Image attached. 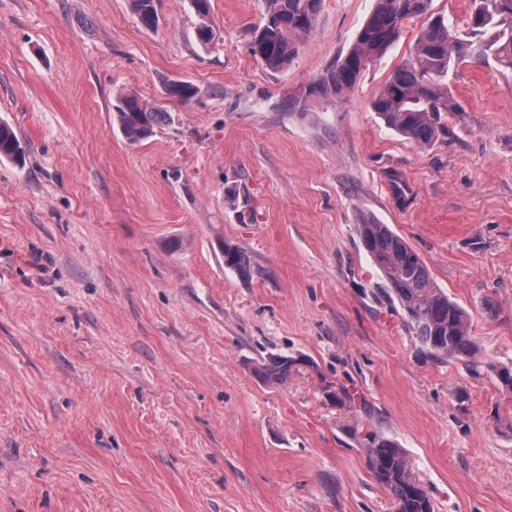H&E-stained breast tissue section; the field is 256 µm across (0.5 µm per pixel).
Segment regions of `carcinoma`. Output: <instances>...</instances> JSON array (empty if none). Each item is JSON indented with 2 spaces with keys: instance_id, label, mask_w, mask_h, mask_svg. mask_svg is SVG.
<instances>
[{
  "instance_id": "obj_1",
  "label": "carcinoma",
  "mask_w": 512,
  "mask_h": 512,
  "mask_svg": "<svg viewBox=\"0 0 512 512\" xmlns=\"http://www.w3.org/2000/svg\"><path fill=\"white\" fill-rule=\"evenodd\" d=\"M323 0H266L263 24L251 40L253 56L266 67H288L296 54L297 41L313 30ZM432 0H374V7L358 32L353 46L321 72L304 89L297 108L306 111L309 100L341 102L349 95L367 64L383 56L400 38L406 24L426 19L408 57L381 87L372 102L387 126L421 146L430 145L442 132L438 121L443 112L458 110L456 101L439 84L454 67L464 43L453 34L441 16L431 12ZM201 24L198 39L211 43L213 31L206 23L210 0H191ZM131 9L146 28L157 24L155 0H131ZM470 32L480 38V50L512 69V0H474ZM453 45H448V40ZM169 94L188 101L196 90L187 81H174ZM115 118L125 139L137 144L150 138L165 113L131 94L116 97ZM25 147L13 127L0 121V157L22 161ZM359 239L389 288L385 297L398 302L415 334L418 352L443 362L463 361L470 372L494 373L499 384L512 392V369L477 357L466 311L431 281L420 255L387 225L365 218L357 225ZM224 266L242 277L251 274L248 256L236 245H223ZM301 360L273 354L253 367L265 384L283 385ZM365 447L375 480L391 495L395 512H434L433 503L413 477L402 448L391 439L369 431L356 437Z\"/></svg>"
}]
</instances>
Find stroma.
<instances>
[{"label":"stroma","mask_w":512,"mask_h":512,"mask_svg":"<svg viewBox=\"0 0 512 512\" xmlns=\"http://www.w3.org/2000/svg\"><path fill=\"white\" fill-rule=\"evenodd\" d=\"M373 5L323 0L276 71L249 51L265 0H211L208 46L190 0L152 29L130 0H0L26 148L0 160V512H394L357 430L398 443L434 512H512V392L418 354L356 231L388 225L512 366V69L466 44L461 109L419 148L372 108L415 22L346 100L288 110ZM120 92L167 113L148 140L119 132ZM270 353L305 363L266 385ZM224 266L235 271L241 277L251 274V264L248 256L231 242L223 245Z\"/></svg>","instance_id":"obj_1"}]
</instances>
